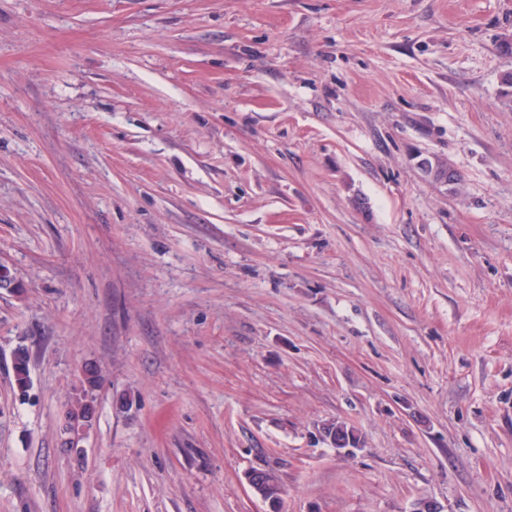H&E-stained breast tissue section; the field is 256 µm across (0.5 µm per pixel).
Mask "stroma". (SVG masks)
<instances>
[{
	"instance_id": "35a3bbf8",
	"label": "stroma",
	"mask_w": 512,
	"mask_h": 512,
	"mask_svg": "<svg viewBox=\"0 0 512 512\" xmlns=\"http://www.w3.org/2000/svg\"><path fill=\"white\" fill-rule=\"evenodd\" d=\"M511 73L512 0H0V512H512ZM101 380L98 368L93 364H85L80 370V385L70 400L68 417L74 423L91 421L96 413L93 391L99 387ZM269 480L266 482L265 476L267 475L265 470H252L246 474V481L250 489L260 496L263 500H271L273 504L278 503L281 500L283 493V487L278 481L277 476L274 472L269 470ZM266 482L264 489V497L260 488ZM266 501V500H265Z\"/></svg>"
}]
</instances>
